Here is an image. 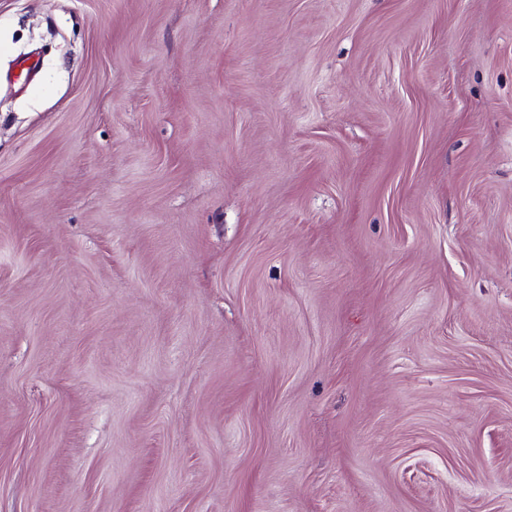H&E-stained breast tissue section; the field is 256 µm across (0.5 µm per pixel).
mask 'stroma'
<instances>
[{
  "mask_svg": "<svg viewBox=\"0 0 512 512\" xmlns=\"http://www.w3.org/2000/svg\"><path fill=\"white\" fill-rule=\"evenodd\" d=\"M0 512H512V0H0Z\"/></svg>",
  "mask_w": 512,
  "mask_h": 512,
  "instance_id": "obj_1",
  "label": "stroma"
}]
</instances>
